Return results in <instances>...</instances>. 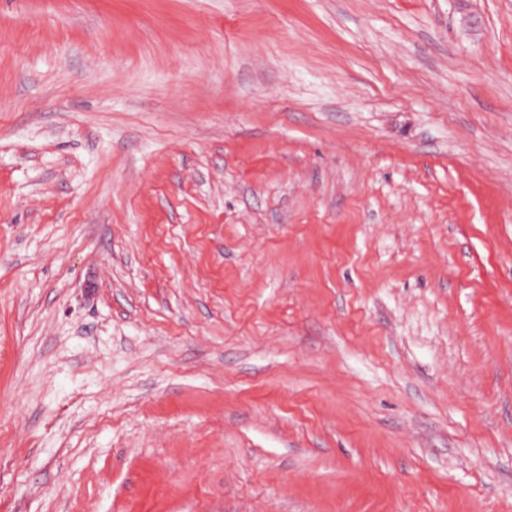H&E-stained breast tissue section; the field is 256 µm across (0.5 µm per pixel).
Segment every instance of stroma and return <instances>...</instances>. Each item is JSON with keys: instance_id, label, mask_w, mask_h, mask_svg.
Wrapping results in <instances>:
<instances>
[{"instance_id": "1", "label": "stroma", "mask_w": 512, "mask_h": 512, "mask_svg": "<svg viewBox=\"0 0 512 512\" xmlns=\"http://www.w3.org/2000/svg\"><path fill=\"white\" fill-rule=\"evenodd\" d=\"M0 512H512V0H0Z\"/></svg>"}]
</instances>
